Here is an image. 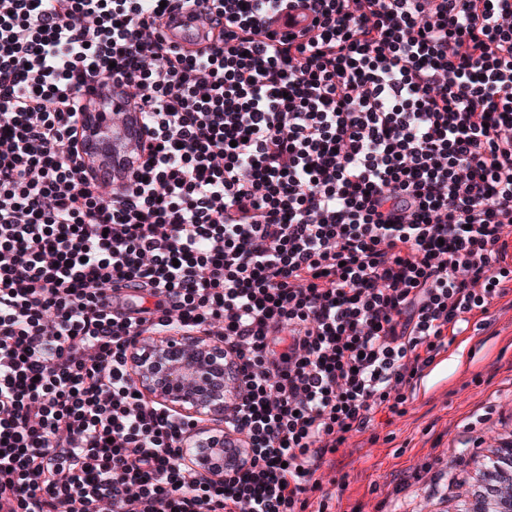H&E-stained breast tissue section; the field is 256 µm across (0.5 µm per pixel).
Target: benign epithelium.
Listing matches in <instances>:
<instances>
[{"label": "benign epithelium", "instance_id": "1", "mask_svg": "<svg viewBox=\"0 0 512 512\" xmlns=\"http://www.w3.org/2000/svg\"><path fill=\"white\" fill-rule=\"evenodd\" d=\"M131 365L144 396L190 419L186 446L208 449L205 467L224 472V408L233 382L224 344L174 329L140 338Z\"/></svg>", "mask_w": 512, "mask_h": 512}]
</instances>
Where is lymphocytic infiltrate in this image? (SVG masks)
<instances>
[{"mask_svg":"<svg viewBox=\"0 0 512 512\" xmlns=\"http://www.w3.org/2000/svg\"><path fill=\"white\" fill-rule=\"evenodd\" d=\"M0 0V512H331L323 467L512 309V0ZM206 24L171 41L173 12ZM141 143L102 192L93 103ZM214 336L213 477L133 342Z\"/></svg>","mask_w":512,"mask_h":512,"instance_id":"f902f5d3","label":"lymphocytic infiltrate"}]
</instances>
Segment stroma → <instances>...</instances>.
Wrapping results in <instances>:
<instances>
[{
    "instance_id": "1",
    "label": "stroma",
    "mask_w": 512,
    "mask_h": 512,
    "mask_svg": "<svg viewBox=\"0 0 512 512\" xmlns=\"http://www.w3.org/2000/svg\"><path fill=\"white\" fill-rule=\"evenodd\" d=\"M512 312L500 313V335L468 329L447 370L416 394L409 411L376 428L381 440L358 437L336 456L326 478L344 477L335 512H444L451 440L478 425L487 404H512ZM408 485L395 492L400 479Z\"/></svg>"
}]
</instances>
